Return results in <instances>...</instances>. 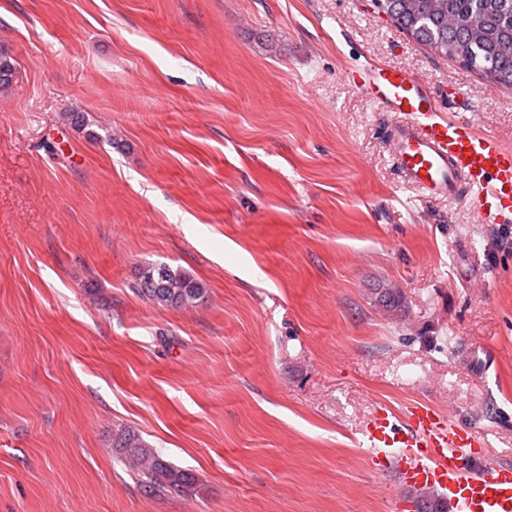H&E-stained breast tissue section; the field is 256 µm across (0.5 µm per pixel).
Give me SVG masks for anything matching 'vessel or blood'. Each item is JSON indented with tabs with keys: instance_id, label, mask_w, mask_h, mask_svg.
Returning <instances> with one entry per match:
<instances>
[{
	"instance_id": "vessel-or-blood-1",
	"label": "vessel or blood",
	"mask_w": 512,
	"mask_h": 512,
	"mask_svg": "<svg viewBox=\"0 0 512 512\" xmlns=\"http://www.w3.org/2000/svg\"><path fill=\"white\" fill-rule=\"evenodd\" d=\"M346 77L394 114L392 154L406 184L429 197H464L482 223L512 225L511 147L448 116L428 83L397 67L375 62ZM366 436L400 487L432 495L445 512H512V467L433 407L410 404L399 423L381 408Z\"/></svg>"
}]
</instances>
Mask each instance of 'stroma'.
<instances>
[{"instance_id": "35a3bbf8", "label": "stroma", "mask_w": 512, "mask_h": 512, "mask_svg": "<svg viewBox=\"0 0 512 512\" xmlns=\"http://www.w3.org/2000/svg\"><path fill=\"white\" fill-rule=\"evenodd\" d=\"M0 49V512H410L364 433L414 402L512 465V227L404 184L343 74L460 88L511 147L512 91L372 0H0ZM157 262L204 295L141 296ZM116 448H123L125 462L141 484L155 493L187 494L194 478L189 472L165 461L133 430L116 438Z\"/></svg>"}]
</instances>
